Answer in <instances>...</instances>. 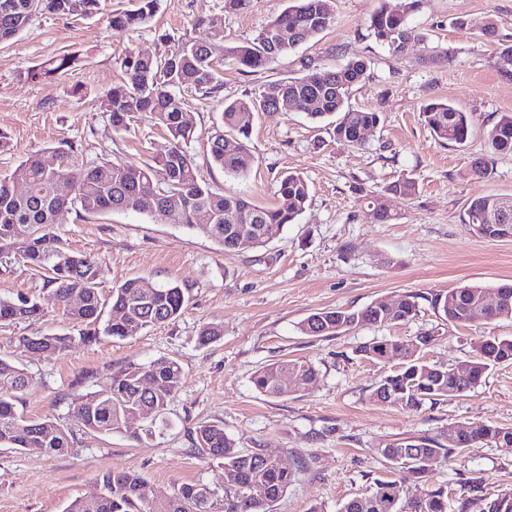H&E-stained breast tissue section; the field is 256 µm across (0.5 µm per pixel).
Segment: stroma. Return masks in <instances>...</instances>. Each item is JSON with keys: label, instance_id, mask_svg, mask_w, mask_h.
Returning a JSON list of instances; mask_svg holds the SVG:
<instances>
[{"label": "stroma", "instance_id": "obj_1", "mask_svg": "<svg viewBox=\"0 0 512 512\" xmlns=\"http://www.w3.org/2000/svg\"><path fill=\"white\" fill-rule=\"evenodd\" d=\"M399 9L402 0H332L333 24L295 51L257 73L222 68L218 100L201 103L186 95L184 107L196 130L185 151L212 189L240 194L258 205L274 200L277 179L300 173L310 187L298 223L266 246L225 253L205 226L189 229L149 212L69 216L58 233L68 250L95 258L103 295L126 279L176 283L185 304L173 321L125 339L100 337L75 343L61 355L28 352L23 336L70 333L49 288L20 255L0 256V297H36L43 317L0 327V356L29 375L18 408L32 418H51L72 431L75 442L62 455L0 445V512H62L77 498L101 493L100 476L122 470L141 475L148 490L166 492L183 483L224 488L221 461L203 458L192 435L202 424L223 426L238 449L259 450L295 466L294 479L270 512H337L364 495L376 480L394 476L381 453L384 443L433 436L473 422L512 427V364L491 367L463 396L408 410L380 402L373 392L394 370L359 353L373 339L412 340L428 331L437 340L424 361L453 366L469 359L484 336L512 337V318L448 323L433 309V294L466 285L512 284V237L490 240L464 224L468 202L479 196H512V153L490 154L484 135L501 113L512 112V78L497 67L502 45L512 44V0H424L410 24L429 47L450 50L447 61H424L418 49L394 57L371 38L365 21L379 3ZM131 0H103L91 18L35 15L25 30L0 45V129L11 136L0 152V178L14 177L28 155L49 158L73 149L76 162L145 164L169 146L166 133L149 117H137L115 133L99 98L121 81L122 59L131 53L163 52L159 34L205 38L196 21L218 15L224 42L253 39L285 0H253L244 13H228L224 0H161L151 21L115 33L108 17ZM468 30L455 28L456 19ZM496 34H482L487 22ZM67 53L79 62L61 77L31 82L26 73L43 60ZM369 59L368 77L353 87V106L380 112V125L361 148L336 142L331 124L292 110L259 113L249 148L255 158L246 177L232 178L212 164L207 140L221 120L223 100L255 93L305 65L327 70L349 59ZM434 99H448L471 112L473 134L465 144L436 140L422 114ZM490 157L492 172L473 176L471 162ZM409 178L417 196L403 201L386 193ZM378 195L399 215L388 224L370 222L364 197ZM418 295L413 319L385 326L363 325L339 336L311 337L300 322L313 312L368 304L400 294ZM224 327L216 342L202 345L203 324ZM310 360L319 371L313 388L269 397L251 383L261 367L283 359ZM174 359L184 383L169 398L159 423L138 422L142 436H90L73 414V402L106 387L113 372ZM431 482L446 486L448 512L462 499L512 490V450L476 443L433 466ZM430 482V483H431Z\"/></svg>", "mask_w": 512, "mask_h": 512}]
</instances>
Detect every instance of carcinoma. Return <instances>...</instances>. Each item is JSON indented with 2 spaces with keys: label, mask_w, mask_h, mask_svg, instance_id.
<instances>
[{
  "label": "carcinoma",
  "mask_w": 512,
  "mask_h": 512,
  "mask_svg": "<svg viewBox=\"0 0 512 512\" xmlns=\"http://www.w3.org/2000/svg\"><path fill=\"white\" fill-rule=\"evenodd\" d=\"M423 0H404L401 9L385 6L375 9L366 19L369 34L391 55L400 56L414 44L424 43V36L410 26L409 17L418 12ZM132 10L112 13L110 24L118 34L135 31L151 22L159 0H136ZM101 0H0V42L24 31L33 16L48 13L60 17H91L99 13ZM334 20L331 0H288V6L269 19L251 40L224 45V25L217 17L197 20L209 30L208 38L183 36L175 41L168 34L159 39L168 45L155 57L129 54L121 63L126 78L100 100V109L109 115L112 130L126 131L131 121L147 114L169 136L168 150L155 155L141 167L102 162L76 167L69 162L70 152L60 150L67 162L65 170L73 173L71 185L58 184L56 173L44 166L42 156L31 154L23 168L29 180V192L15 195L7 180L0 179V254H20L30 265L45 273V286L53 288L58 309L71 323L82 327L79 336L68 333L22 336L19 342L36 345V352L60 355L75 341L92 344L100 335L124 339L143 329L164 324L178 317L185 303L183 288L177 284L156 285L143 278H130L112 289L108 301L99 290L98 264L83 254L67 251L56 233L72 213L97 215L140 210V200L155 198L154 212L164 222L193 228L209 225V232L226 252L236 250L237 231L246 225L254 233L256 245H263L281 235L284 228L299 221L309 199L306 179L293 172L280 176L275 185V202L258 206L241 195H224L211 190L200 178L184 150L192 140L195 118L182 107L180 95L195 94L203 100L216 97L222 88L221 63L216 54L237 70L255 73L267 68L279 55L328 29ZM78 61L75 54L46 59L27 71L26 79L42 81L71 68ZM497 66L512 78V45H504L497 56ZM300 77L274 84L279 95L291 102L297 112L313 121L336 117L333 134L348 147L365 144L363 133L376 128L381 113L355 108L348 103L351 89L367 77L368 62L352 59L336 70H321L309 65ZM264 93L246 95L224 102L221 125L209 139L212 162L233 177H245L254 164L248 141L255 115L263 108ZM432 135L449 144H464L472 129V115L451 101L432 102L423 109ZM486 140L492 153L512 151V113H504L487 131ZM386 191L403 200L417 193L415 181L402 178ZM512 208V196H482L471 200L465 210L464 223L482 237L496 240L504 233L486 224L484 216L504 204ZM367 211L374 224H388L397 214L385 209L374 196L367 197ZM111 303V317L101 321L103 306ZM397 306L383 307L376 300L361 310L324 309L309 315L300 324L308 336H337L350 328L371 324L390 325L413 319L418 312L417 296L402 294L394 298ZM431 304L442 317L456 325L472 320L479 311L492 321L512 316V285L493 288L466 286L439 293ZM43 313L34 298L19 295L0 298V324L9 325ZM224 335L223 326L204 324L199 331L200 343L206 345ZM435 340L425 334L412 341L373 339L360 346L361 355L378 362H398V369L384 378L376 389L377 398L388 389L391 404L418 410L427 401L450 398L459 387L474 389L492 366L512 362V339L490 337L495 343L493 356L485 355L484 340L475 345V354L465 365L464 377L455 380L448 374L434 372V366L417 355V346ZM319 372L304 359L281 360L260 368L254 374V388L270 397H286L316 384ZM179 363L168 359L149 366L127 367L112 373L108 387L92 391L79 400L73 413L90 434L138 433L127 426L135 414L143 417L163 414L168 397L183 384ZM24 369L8 358L0 357V444L24 450L38 448L47 455H60L73 444V434L50 420L24 417L17 407L18 394L28 385ZM195 448L224 464V493L231 494L225 512H269L270 503L280 499L292 482L293 471L275 457L259 452H244L224 433V427L200 425L195 430ZM473 442L512 447V428L475 423L459 429V439L448 443V436H411L386 444L382 455L395 468L397 457L410 462L409 473L424 480L420 458L452 457ZM103 493L70 502L63 512H151L142 496L145 481L127 471L102 475ZM403 487L398 480L379 479L369 497L351 499L338 512H448V493L438 486L428 492L421 504H412L405 496H396ZM217 492L205 484H182L168 496L169 512H215ZM482 512H512V491H505L486 503Z\"/></svg>",
  "instance_id": "obj_1"
}]
</instances>
